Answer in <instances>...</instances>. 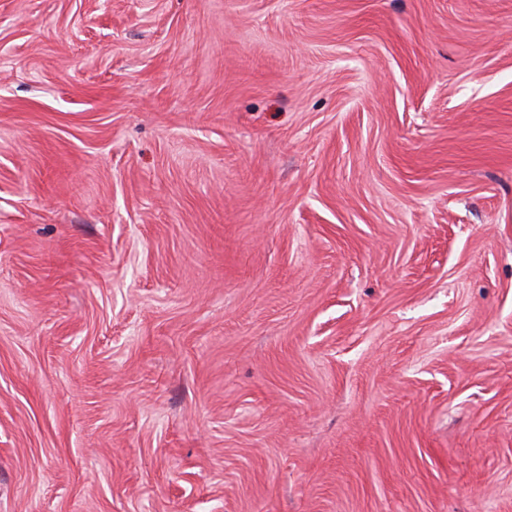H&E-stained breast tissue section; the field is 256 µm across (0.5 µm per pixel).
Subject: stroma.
Segmentation results:
<instances>
[{
  "mask_svg": "<svg viewBox=\"0 0 512 512\" xmlns=\"http://www.w3.org/2000/svg\"><path fill=\"white\" fill-rule=\"evenodd\" d=\"M0 512H512V0H0Z\"/></svg>",
  "mask_w": 512,
  "mask_h": 512,
  "instance_id": "35a3bbf8",
  "label": "stroma"
}]
</instances>
